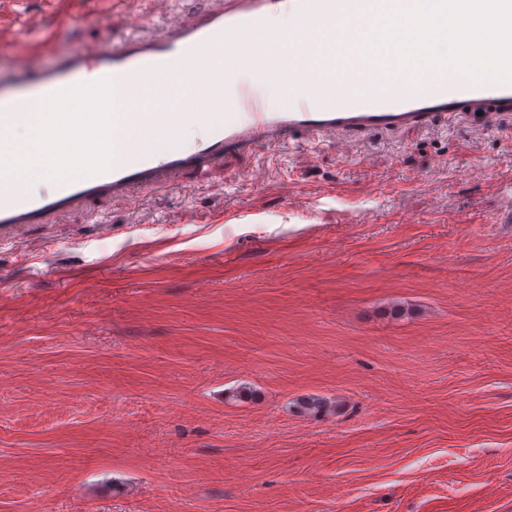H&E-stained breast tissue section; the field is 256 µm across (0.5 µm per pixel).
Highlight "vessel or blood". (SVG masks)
<instances>
[{
    "label": "vessel or blood",
    "mask_w": 512,
    "mask_h": 512,
    "mask_svg": "<svg viewBox=\"0 0 512 512\" xmlns=\"http://www.w3.org/2000/svg\"><path fill=\"white\" fill-rule=\"evenodd\" d=\"M370 13V0H225L169 24L158 34L109 39L58 52L55 39L23 46L10 78L0 81V227L22 233L94 196L160 184L172 174L207 171L225 151L284 144L302 131L393 129L439 113L512 112V82H477L425 65L387 73L371 56L325 54L336 27ZM54 56L44 65L45 56ZM284 61L288 99L279 106L237 101L213 106L209 92L241 67ZM151 74L169 96L157 112L112 115L111 162L95 151V84L125 89ZM204 126L193 143L183 130ZM47 177L49 190L17 187L16 162Z\"/></svg>",
    "instance_id": "1"
}]
</instances>
